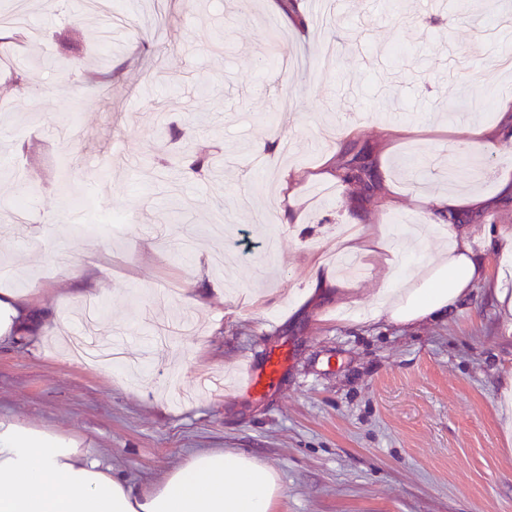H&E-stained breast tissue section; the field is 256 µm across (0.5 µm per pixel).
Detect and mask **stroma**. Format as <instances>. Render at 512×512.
<instances>
[{"label":"stroma","mask_w":512,"mask_h":512,"mask_svg":"<svg viewBox=\"0 0 512 512\" xmlns=\"http://www.w3.org/2000/svg\"><path fill=\"white\" fill-rule=\"evenodd\" d=\"M26 4V46L0 56V291L48 321L37 345L0 347V420L82 438L145 487L203 448L255 455L279 474L274 512H512L496 410L512 327L485 285L419 326L341 318L331 301L286 317L307 254L353 220L387 226L408 272L439 243L431 196L490 199L476 235L512 228L498 190L512 132L459 147L512 98L484 23L512 0H333L302 33L270 28L266 0ZM98 58L105 82L86 81ZM16 73L22 90H5ZM271 137L290 160L261 151ZM353 141L382 174L366 203L323 175ZM192 153L210 169L168 175ZM68 196L130 221L87 236L60 210ZM251 294L264 306H243ZM283 345L267 396L239 388Z\"/></svg>","instance_id":"1"}]
</instances>
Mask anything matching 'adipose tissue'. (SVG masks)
<instances>
[{
	"mask_svg": "<svg viewBox=\"0 0 512 512\" xmlns=\"http://www.w3.org/2000/svg\"><path fill=\"white\" fill-rule=\"evenodd\" d=\"M484 204L463 193L429 198L443 241L407 276L399 275L398 251L381 225H358L339 247L367 259L368 279H341L327 259L311 254L306 268L313 293L335 297L340 307L372 321L415 325L448 316L487 278L471 231L448 218ZM486 243L501 258L492 293L503 315L512 316V230ZM36 324L29 300L0 291V344L34 341ZM280 496L277 472L233 449L197 451L146 488L114 476L111 463L91 448L49 441L0 420V512H273Z\"/></svg>",
	"mask_w": 512,
	"mask_h": 512,
	"instance_id": "obj_1",
	"label": "adipose tissue"
}]
</instances>
